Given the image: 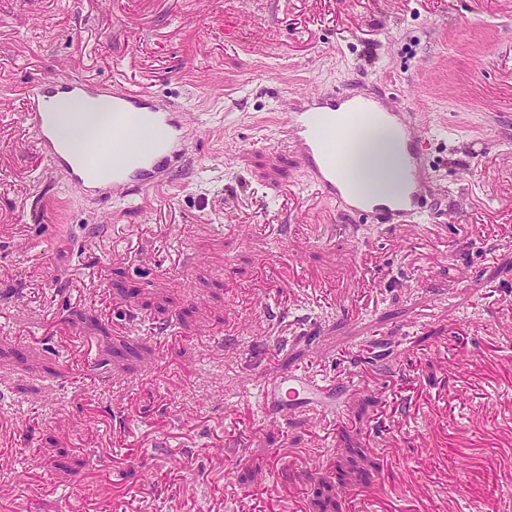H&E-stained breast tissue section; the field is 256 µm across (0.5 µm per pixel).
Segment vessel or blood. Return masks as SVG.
Returning <instances> with one entry per match:
<instances>
[{
  "instance_id": "1",
  "label": "vessel or blood",
  "mask_w": 512,
  "mask_h": 512,
  "mask_svg": "<svg viewBox=\"0 0 512 512\" xmlns=\"http://www.w3.org/2000/svg\"><path fill=\"white\" fill-rule=\"evenodd\" d=\"M63 95L75 105L103 98L113 107V121L98 139L99 153L89 156L82 145L62 149L46 124L51 98ZM328 109L311 113L313 99L298 97L287 118L281 138L302 164L310 185L326 198L335 200L341 213L363 215L384 224H404L421 215L423 189L429 178L423 141L408 117L406 107L393 104L386 91L358 104H350L344 92L322 96ZM347 104V111L335 114V104ZM24 119L38 133L39 151L53 170L78 183H89L99 199L133 198L166 181L173 170L193 161L187 149L197 135L184 113L150 91L122 83H100L68 75L38 79L30 93V107ZM384 121L396 126L404 145V190L390 202L362 201L364 183L385 175L387 163L358 176L352 173L350 146L364 123ZM261 408L266 417L284 420L289 413L308 411L332 414L336 411L333 384L320 383L306 373L286 372L263 385Z\"/></svg>"
}]
</instances>
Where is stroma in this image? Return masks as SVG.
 Instances as JSON below:
<instances>
[{"mask_svg": "<svg viewBox=\"0 0 512 512\" xmlns=\"http://www.w3.org/2000/svg\"><path fill=\"white\" fill-rule=\"evenodd\" d=\"M37 75L174 101L194 165L67 184ZM371 84L427 140L410 224L280 146L297 94ZM287 370L360 386L274 423ZM1 410L0 512H512V0H0Z\"/></svg>", "mask_w": 512, "mask_h": 512, "instance_id": "stroma-1", "label": "stroma"}]
</instances>
